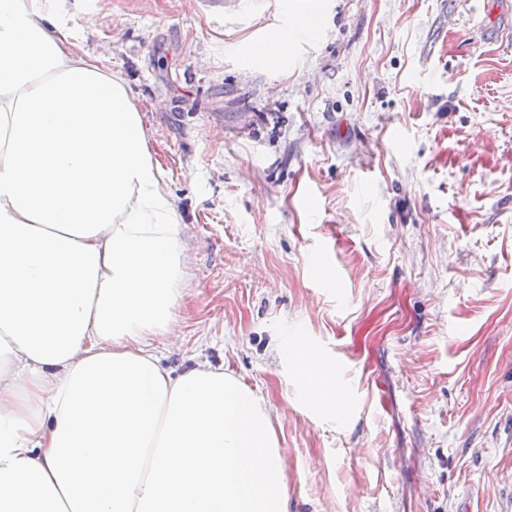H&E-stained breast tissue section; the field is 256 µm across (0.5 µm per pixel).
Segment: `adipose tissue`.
Returning a JSON list of instances; mask_svg holds the SVG:
<instances>
[{"mask_svg":"<svg viewBox=\"0 0 512 512\" xmlns=\"http://www.w3.org/2000/svg\"><path fill=\"white\" fill-rule=\"evenodd\" d=\"M177 201L120 72L0 0V512H286L272 409L154 345L189 290ZM309 407H351L304 340Z\"/></svg>","mask_w":512,"mask_h":512,"instance_id":"1","label":"adipose tissue"}]
</instances>
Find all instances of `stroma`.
Here are the masks:
<instances>
[{"label": "stroma", "instance_id": "35a3bbf8", "mask_svg": "<svg viewBox=\"0 0 512 512\" xmlns=\"http://www.w3.org/2000/svg\"><path fill=\"white\" fill-rule=\"evenodd\" d=\"M32 4L125 75L192 282L161 363L275 407L288 512H512V0ZM295 336L345 419L280 364ZM289 41L278 30L270 32L265 40L254 49L255 60L269 65L278 59L288 56ZM288 358L302 387L305 401L311 408L341 418L351 407L350 395L336 388V371L326 360L308 354V344L293 338L288 344Z\"/></svg>", "mask_w": 512, "mask_h": 512}]
</instances>
